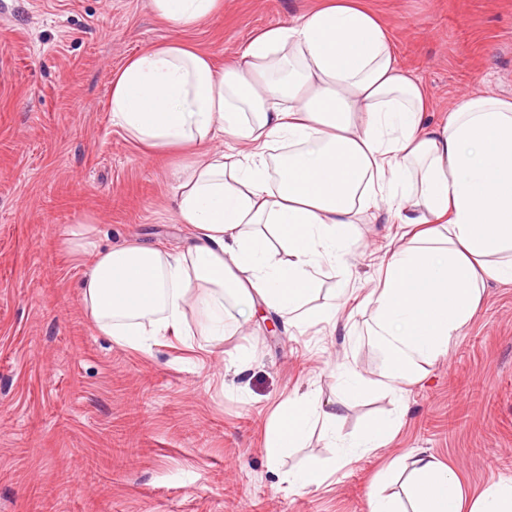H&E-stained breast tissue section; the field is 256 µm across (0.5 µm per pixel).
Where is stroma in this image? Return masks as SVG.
<instances>
[{
	"label": "stroma",
	"instance_id": "35a3bbf8",
	"mask_svg": "<svg viewBox=\"0 0 512 512\" xmlns=\"http://www.w3.org/2000/svg\"><path fill=\"white\" fill-rule=\"evenodd\" d=\"M320 2L224 0L181 36L220 66L254 30ZM367 2L432 120L470 90L512 98V0ZM0 5V512H370L377 474L411 450L453 468L469 498L512 477V283L496 281L422 380L342 407L346 435L403 413L388 445L317 488L286 476L334 459L321 426L268 460L265 428L283 401L338 400L340 363L369 376L383 365L360 299L399 240L387 215L350 235L354 298L336 323L231 320L221 343L168 335L148 351L100 335L80 296L89 258L68 249L69 228L88 224L102 246L176 252L194 239L174 219L177 156L145 152L109 110L113 74L176 34L147 0Z\"/></svg>",
	"mask_w": 512,
	"mask_h": 512
}]
</instances>
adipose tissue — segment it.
<instances>
[{"instance_id":"obj_1","label":"adipose tissue","mask_w":512,"mask_h":512,"mask_svg":"<svg viewBox=\"0 0 512 512\" xmlns=\"http://www.w3.org/2000/svg\"><path fill=\"white\" fill-rule=\"evenodd\" d=\"M224 0H148L179 33ZM112 124L150 150L193 148L174 169L186 251L128 242L91 247L80 286L99 334L135 350L182 335L195 305L201 335L224 337L225 302L242 320L258 308L286 324L333 322L308 309L322 267L345 268L349 229L386 213L412 228L365 296L387 357L367 376L343 367L344 399L401 392L423 378L472 319L486 281L512 283V98L464 96L429 125L427 94L401 67L393 37L364 0H324L299 20L254 33L224 68L175 39L144 49L112 79ZM229 139L221 152L215 139ZM322 422L340 469L384 446L401 415L351 438L316 396L281 404L266 430L271 456L299 447ZM409 506L375 494L370 512H461L457 475L412 453Z\"/></svg>"}]
</instances>
